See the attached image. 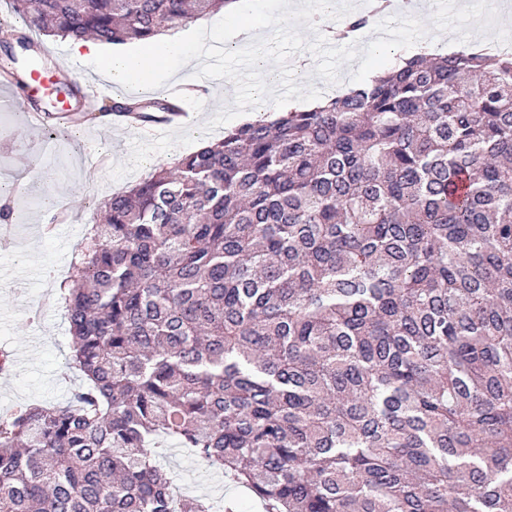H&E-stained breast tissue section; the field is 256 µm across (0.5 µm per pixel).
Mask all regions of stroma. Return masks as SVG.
Here are the masks:
<instances>
[{
	"label": "stroma",
	"mask_w": 512,
	"mask_h": 512,
	"mask_svg": "<svg viewBox=\"0 0 512 512\" xmlns=\"http://www.w3.org/2000/svg\"><path fill=\"white\" fill-rule=\"evenodd\" d=\"M511 16L512 0H477L468 15L449 8L455 35L433 40V51L442 55L456 48L455 37L463 32L485 43L511 36L506 24ZM233 100V91L212 83L206 100L188 96L191 120L171 124L161 137L146 129L108 127L99 118L50 141L42 129L0 112V186L23 181L38 192L34 199L11 196L10 239L0 249V347L18 358L0 373V413L69 398L80 376L69 361V325L56 293L96 213L113 193L147 178L157 166L223 138V128L208 132L204 126ZM92 152L98 165L86 162ZM159 461L182 491L214 499L232 496L247 503L248 512H262L245 489L226 483L186 449L167 446Z\"/></svg>",
	"instance_id": "35a3bbf8"
}]
</instances>
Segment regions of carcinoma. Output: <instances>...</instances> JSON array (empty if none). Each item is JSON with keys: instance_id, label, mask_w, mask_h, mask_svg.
<instances>
[{"instance_id": "cac0c4a2", "label": "carcinoma", "mask_w": 512, "mask_h": 512, "mask_svg": "<svg viewBox=\"0 0 512 512\" xmlns=\"http://www.w3.org/2000/svg\"><path fill=\"white\" fill-rule=\"evenodd\" d=\"M228 2L9 5L120 44ZM60 299L83 382L0 415V512H240L175 496L163 438L264 512H512V53L416 54L157 167Z\"/></svg>"}]
</instances>
